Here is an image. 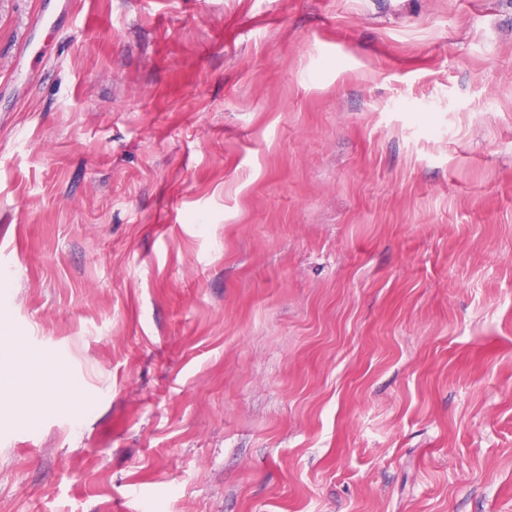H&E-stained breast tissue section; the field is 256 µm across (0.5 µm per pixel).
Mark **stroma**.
<instances>
[{"label": "stroma", "instance_id": "obj_1", "mask_svg": "<svg viewBox=\"0 0 512 512\" xmlns=\"http://www.w3.org/2000/svg\"><path fill=\"white\" fill-rule=\"evenodd\" d=\"M10 338L0 512H512V0H0Z\"/></svg>", "mask_w": 512, "mask_h": 512}]
</instances>
